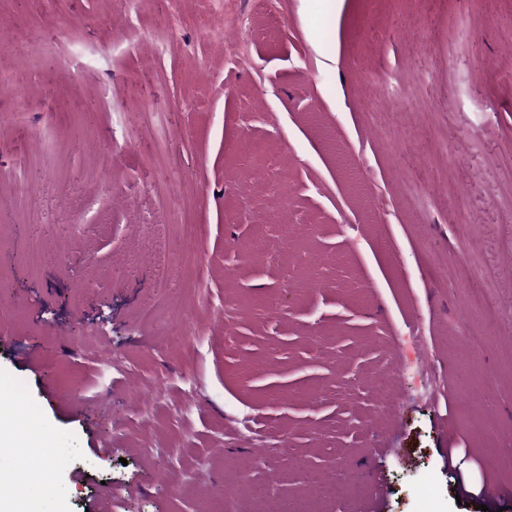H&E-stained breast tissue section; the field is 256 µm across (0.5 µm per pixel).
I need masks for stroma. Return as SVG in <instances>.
<instances>
[{
    "instance_id": "stroma-1",
    "label": "stroma",
    "mask_w": 512,
    "mask_h": 512,
    "mask_svg": "<svg viewBox=\"0 0 512 512\" xmlns=\"http://www.w3.org/2000/svg\"><path fill=\"white\" fill-rule=\"evenodd\" d=\"M198 9L0 0V503L41 469L53 512H255L307 467L321 512H476L512 487V6L336 0L329 60L305 0H224L247 68Z\"/></svg>"
}]
</instances>
